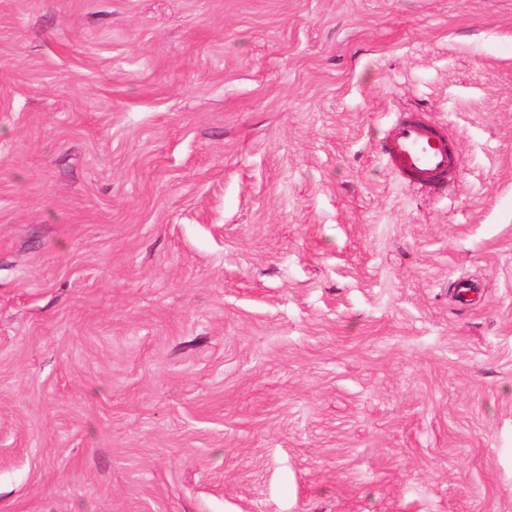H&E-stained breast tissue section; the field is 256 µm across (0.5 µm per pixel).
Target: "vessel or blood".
Listing matches in <instances>:
<instances>
[{"instance_id": "b4317fda", "label": "vessel or blood", "mask_w": 512, "mask_h": 512, "mask_svg": "<svg viewBox=\"0 0 512 512\" xmlns=\"http://www.w3.org/2000/svg\"><path fill=\"white\" fill-rule=\"evenodd\" d=\"M384 151L393 170L415 185L443 188L461 166L458 151L444 133L404 114L387 130Z\"/></svg>"}]
</instances>
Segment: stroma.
Returning a JSON list of instances; mask_svg holds the SVG:
<instances>
[{"label": "stroma", "mask_w": 512, "mask_h": 512, "mask_svg": "<svg viewBox=\"0 0 512 512\" xmlns=\"http://www.w3.org/2000/svg\"><path fill=\"white\" fill-rule=\"evenodd\" d=\"M0 512H512V0H0ZM384 151L393 170L409 183L443 189L460 170L461 157L432 124L400 115L386 131Z\"/></svg>", "instance_id": "1"}]
</instances>
